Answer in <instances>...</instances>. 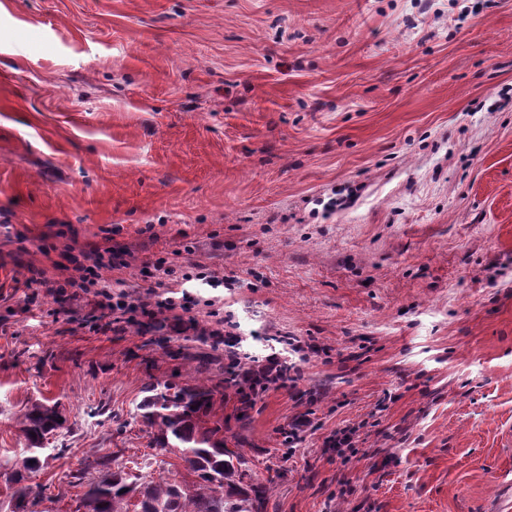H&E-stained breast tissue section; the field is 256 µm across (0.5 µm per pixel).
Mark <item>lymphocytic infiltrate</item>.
<instances>
[{
	"mask_svg": "<svg viewBox=\"0 0 512 512\" xmlns=\"http://www.w3.org/2000/svg\"><path fill=\"white\" fill-rule=\"evenodd\" d=\"M82 257L74 274L49 283L51 290L60 297L83 299L91 312L112 315L117 323L138 312L152 320L167 316L179 332L187 327L199 328L190 314L199 309L201 302L189 291V283L210 288L224 283L223 277L199 263H188L186 271L180 272L160 261L149 273L156 287L154 298L143 300L129 291L122 275L129 266L125 251L94 248L83 251Z\"/></svg>",
	"mask_w": 512,
	"mask_h": 512,
	"instance_id": "lymphocytic-infiltrate-1",
	"label": "lymphocytic infiltrate"
}]
</instances>
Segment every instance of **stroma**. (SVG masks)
Masks as SVG:
<instances>
[{"label":"stroma","instance_id":"35a3bbf8","mask_svg":"<svg viewBox=\"0 0 512 512\" xmlns=\"http://www.w3.org/2000/svg\"><path fill=\"white\" fill-rule=\"evenodd\" d=\"M68 246L131 252L140 297L191 249L241 352L317 345L252 412L264 512H512V0H0V512L37 400L51 512L91 455L192 484L136 406L228 364L31 281Z\"/></svg>","mask_w":512,"mask_h":512}]
</instances>
